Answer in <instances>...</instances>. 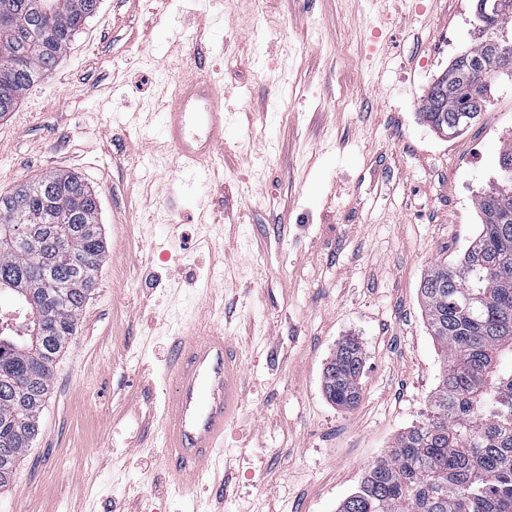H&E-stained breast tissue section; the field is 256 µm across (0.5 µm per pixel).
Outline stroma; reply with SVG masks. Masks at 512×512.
<instances>
[{
	"instance_id": "35a3bbf8",
	"label": "stroma",
	"mask_w": 512,
	"mask_h": 512,
	"mask_svg": "<svg viewBox=\"0 0 512 512\" xmlns=\"http://www.w3.org/2000/svg\"><path fill=\"white\" fill-rule=\"evenodd\" d=\"M476 24L475 0H100L0 119V194L76 173L106 239L0 512H338L428 408L420 280L476 236L512 142L507 80L456 136L419 116ZM199 63L231 115L207 181L159 145L165 90ZM208 323L244 402L223 470L181 492L160 441L172 331ZM346 336L365 354L351 410L322 388Z\"/></svg>"
}]
</instances>
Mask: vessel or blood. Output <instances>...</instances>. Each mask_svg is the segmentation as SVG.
<instances>
[{"label": "vessel or blood", "instance_id": "1", "mask_svg": "<svg viewBox=\"0 0 512 512\" xmlns=\"http://www.w3.org/2000/svg\"><path fill=\"white\" fill-rule=\"evenodd\" d=\"M224 119L223 96L206 77L175 81L162 134L175 165L210 176L209 163L224 146ZM172 347L162 449L171 482L189 490L224 455V431L242 405V367L212 325L176 333Z\"/></svg>", "mask_w": 512, "mask_h": 512}]
</instances>
